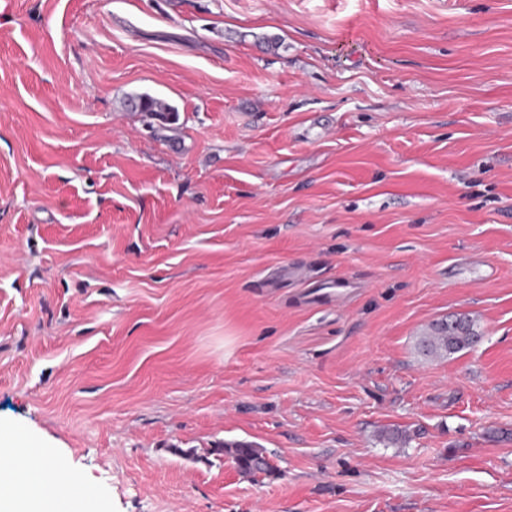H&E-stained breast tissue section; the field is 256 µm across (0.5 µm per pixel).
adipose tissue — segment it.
<instances>
[{
    "label": "adipose tissue",
    "mask_w": 512,
    "mask_h": 512,
    "mask_svg": "<svg viewBox=\"0 0 512 512\" xmlns=\"http://www.w3.org/2000/svg\"><path fill=\"white\" fill-rule=\"evenodd\" d=\"M61 477L39 442L0 429V512H65Z\"/></svg>",
    "instance_id": "1"
}]
</instances>
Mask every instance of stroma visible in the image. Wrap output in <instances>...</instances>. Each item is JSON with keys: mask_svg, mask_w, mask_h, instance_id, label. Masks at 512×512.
Masks as SVG:
<instances>
[{"mask_svg": "<svg viewBox=\"0 0 512 512\" xmlns=\"http://www.w3.org/2000/svg\"><path fill=\"white\" fill-rule=\"evenodd\" d=\"M0 426L107 512H512V0H0ZM126 106L131 110L145 112L151 116H158L161 118H164L162 112H172V110L163 102L149 95L130 96L127 100ZM480 339L472 320L466 315L458 314L432 324L421 336L418 345L425 356L436 357L474 347ZM221 450L231 456L244 474L265 473L270 469L265 451L250 442L224 443Z\"/></svg>", "mask_w": 512, "mask_h": 512, "instance_id": "1", "label": "stroma"}]
</instances>
